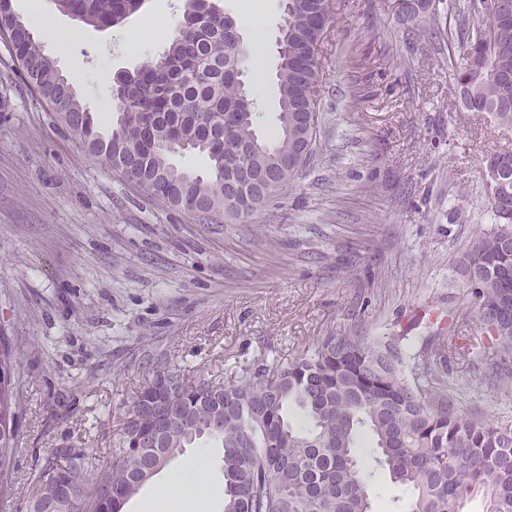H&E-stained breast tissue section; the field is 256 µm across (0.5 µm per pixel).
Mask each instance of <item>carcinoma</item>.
<instances>
[{
	"instance_id": "carcinoma-1",
	"label": "carcinoma",
	"mask_w": 512,
	"mask_h": 512,
	"mask_svg": "<svg viewBox=\"0 0 512 512\" xmlns=\"http://www.w3.org/2000/svg\"><path fill=\"white\" fill-rule=\"evenodd\" d=\"M97 28L112 27L139 0H54ZM308 0L283 3L277 81L279 129L258 133L251 94L231 61L244 69L249 48L234 19L215 10H184L167 49L126 72L112 89L117 113L100 132L76 90L28 25L0 0V43L33 91L81 142L159 201L204 215L238 217L239 193L225 168L239 155L255 170L274 171L316 131L321 39L340 3L309 15ZM395 20L408 32L426 21L431 0H409ZM465 19L463 63L453 70L464 106L512 124V21L496 23L476 8ZM203 155L204 175L171 162L177 151ZM480 333L436 330L420 344L324 336L283 362L241 364L223 378L190 376L156 365L117 432L110 458L98 448L70 449V463L37 465L27 512H122L125 502L183 449L207 438L222 449L224 512H372L368 476L388 472L412 493L410 512H463L474 496L483 512H512V417L471 414L448 392V354L483 353L480 379L512 389V227L478 235L462 259ZM449 335H444V332ZM11 349L0 347V495L8 483L18 402ZM371 438L372 455L359 448ZM77 483L70 500L58 484Z\"/></svg>"
}]
</instances>
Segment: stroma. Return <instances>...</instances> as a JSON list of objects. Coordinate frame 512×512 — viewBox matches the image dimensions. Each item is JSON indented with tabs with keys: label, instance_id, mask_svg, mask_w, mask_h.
<instances>
[{
	"label": "stroma",
	"instance_id": "obj_1",
	"mask_svg": "<svg viewBox=\"0 0 512 512\" xmlns=\"http://www.w3.org/2000/svg\"><path fill=\"white\" fill-rule=\"evenodd\" d=\"M266 65L251 82L262 136L277 128L281 0H254ZM17 16L111 132V79L162 53L125 52L145 15L179 19L187 0H141L95 28L52 9L54 30ZM76 31L65 50L56 35ZM460 22L439 11L414 37L389 0H344L320 59V123L307 166L278 198L238 220L203 219L125 182L51 112L0 45V336L15 360L19 414L12 490L26 512L32 472L56 448L111 447L147 364L217 376L293 358L326 335L425 336L418 316L480 322L459 271L495 225L482 163L512 150V125L466 111L452 80ZM464 409L512 416V392L449 359Z\"/></svg>",
	"mask_w": 512,
	"mask_h": 512
}]
</instances>
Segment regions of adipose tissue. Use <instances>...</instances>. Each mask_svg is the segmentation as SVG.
Returning a JSON list of instances; mask_svg holds the SVG:
<instances>
[{
    "mask_svg": "<svg viewBox=\"0 0 512 512\" xmlns=\"http://www.w3.org/2000/svg\"><path fill=\"white\" fill-rule=\"evenodd\" d=\"M206 470L205 463L200 460L172 468L148 512H170L175 506L182 512H198L199 506L209 503L214 497Z\"/></svg>",
    "mask_w": 512,
    "mask_h": 512,
    "instance_id": "1",
    "label": "adipose tissue"
}]
</instances>
